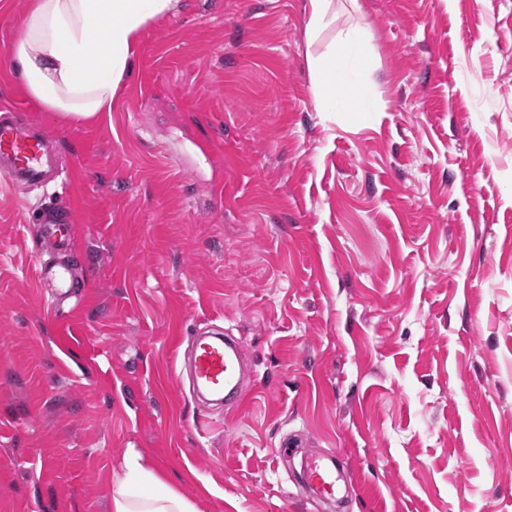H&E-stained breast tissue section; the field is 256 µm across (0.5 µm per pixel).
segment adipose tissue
<instances>
[{"instance_id":"ef3b65f1","label":"adipose tissue","mask_w":512,"mask_h":512,"mask_svg":"<svg viewBox=\"0 0 512 512\" xmlns=\"http://www.w3.org/2000/svg\"><path fill=\"white\" fill-rule=\"evenodd\" d=\"M177 0H33L11 65L31 96L62 117L93 121L111 111L131 72L143 26L171 12ZM362 34L350 29L317 64V104L335 109L361 99L342 76L345 62L362 64ZM112 512H198L128 451L112 490Z\"/></svg>"}]
</instances>
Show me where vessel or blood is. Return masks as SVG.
I'll use <instances>...</instances> for the list:
<instances>
[{"mask_svg":"<svg viewBox=\"0 0 512 512\" xmlns=\"http://www.w3.org/2000/svg\"><path fill=\"white\" fill-rule=\"evenodd\" d=\"M56 137L29 122L0 118V170L11 181L43 183L54 170ZM39 247H52L66 254L74 252V231L69 215L55 205H45L37 220ZM40 281L57 299L76 296L80 285L69 263H40ZM193 392L198 407H205V395L219 397L225 408L236 410L244 403L241 381L245 372L243 348L232 336L196 334L191 348ZM340 458L313 459L306 467L303 485L324 501L335 500L336 475L342 471Z\"/></svg>","mask_w":512,"mask_h":512,"instance_id":"vessel-or-blood-1","label":"vessel or blood"}]
</instances>
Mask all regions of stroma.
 <instances>
[{
  "label": "stroma",
  "mask_w": 512,
  "mask_h": 512,
  "mask_svg": "<svg viewBox=\"0 0 512 512\" xmlns=\"http://www.w3.org/2000/svg\"><path fill=\"white\" fill-rule=\"evenodd\" d=\"M30 3L0 0V106L59 172L0 173V512H111L131 448L198 512H512V0H332L316 34L307 0H178L92 122L11 69ZM349 28L363 98L325 111ZM50 202L83 269L55 317ZM208 321L245 348L232 412L177 348ZM323 452L344 508L298 490ZM362 34L357 29L344 32L331 45L325 57L317 64L315 98L317 104L335 110L347 103L357 102L362 98V89L348 83L342 76L345 62L351 61L360 66L364 61L361 51ZM38 252L53 247L70 256L74 255V231L69 215L53 204H46L37 220Z\"/></svg>",
  "instance_id": "stroma-1"
}]
</instances>
